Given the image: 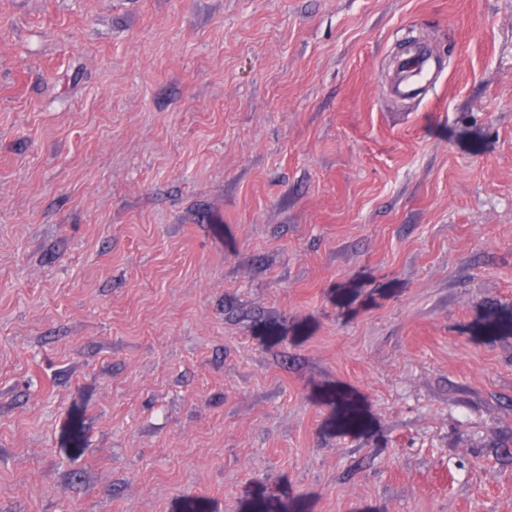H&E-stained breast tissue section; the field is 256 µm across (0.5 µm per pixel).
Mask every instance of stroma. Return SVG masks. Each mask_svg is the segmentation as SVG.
<instances>
[{
  "instance_id": "stroma-1",
  "label": "stroma",
  "mask_w": 512,
  "mask_h": 512,
  "mask_svg": "<svg viewBox=\"0 0 512 512\" xmlns=\"http://www.w3.org/2000/svg\"><path fill=\"white\" fill-rule=\"evenodd\" d=\"M0 512H512V0H0Z\"/></svg>"
}]
</instances>
